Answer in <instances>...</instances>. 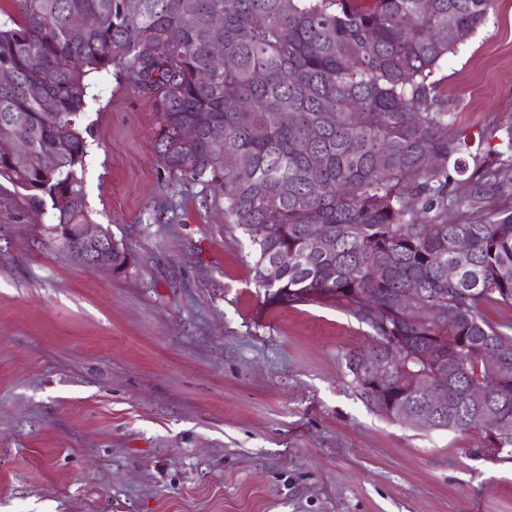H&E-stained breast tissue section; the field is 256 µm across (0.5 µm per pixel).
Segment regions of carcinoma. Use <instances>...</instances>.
Masks as SVG:
<instances>
[{
  "label": "carcinoma",
  "mask_w": 512,
  "mask_h": 512,
  "mask_svg": "<svg viewBox=\"0 0 512 512\" xmlns=\"http://www.w3.org/2000/svg\"><path fill=\"white\" fill-rule=\"evenodd\" d=\"M0 19L3 183L56 223L89 224L83 173L90 74L114 70L156 97L159 160L174 182L218 186L224 223L248 238L252 269L272 299L346 300L374 342L398 353L378 390L350 356L368 405L394 419L426 408L413 377L448 381L436 430L481 429L491 460H512V335L485 308L512 305V210L473 221L464 203L512 182L505 149L470 152L451 132L439 64L486 21L492 0H12ZM96 23L72 25L75 15ZM456 29L448 30V17ZM224 42V57L210 49ZM233 107H226L227 103ZM193 125L196 140L180 139ZM469 155L473 169L463 165ZM52 155L56 168L42 157ZM233 155L236 163L225 166ZM469 184V194L456 186ZM323 224L327 241L310 246ZM469 259L448 281L452 244ZM417 289L422 313L403 300ZM496 348L491 366L485 351ZM473 387L487 409L467 405Z\"/></svg>",
  "instance_id": "obj_1"
}]
</instances>
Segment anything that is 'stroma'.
Instances as JSON below:
<instances>
[{"mask_svg":"<svg viewBox=\"0 0 512 512\" xmlns=\"http://www.w3.org/2000/svg\"><path fill=\"white\" fill-rule=\"evenodd\" d=\"M454 131L512 125V0L434 74ZM84 189L128 254L77 263L0 190V512H512V461L376 414L345 301L274 303L214 193L175 183L155 98L91 74Z\"/></svg>","mask_w":512,"mask_h":512,"instance_id":"obj_1","label":"stroma"}]
</instances>
